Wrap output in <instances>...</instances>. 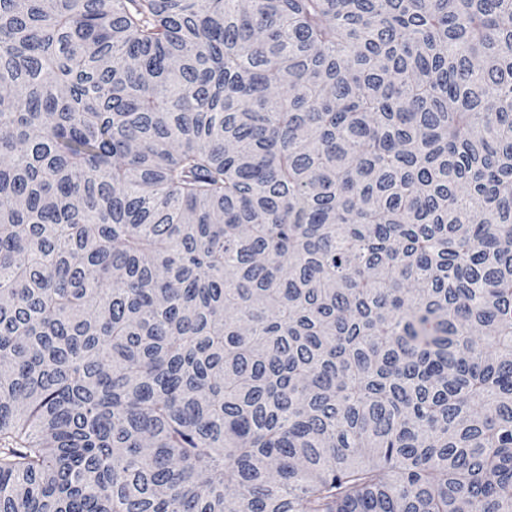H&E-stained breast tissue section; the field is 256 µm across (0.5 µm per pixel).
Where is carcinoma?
Masks as SVG:
<instances>
[{
    "label": "carcinoma",
    "mask_w": 512,
    "mask_h": 512,
    "mask_svg": "<svg viewBox=\"0 0 512 512\" xmlns=\"http://www.w3.org/2000/svg\"><path fill=\"white\" fill-rule=\"evenodd\" d=\"M0 512H512V0H0Z\"/></svg>",
    "instance_id": "1"
}]
</instances>
